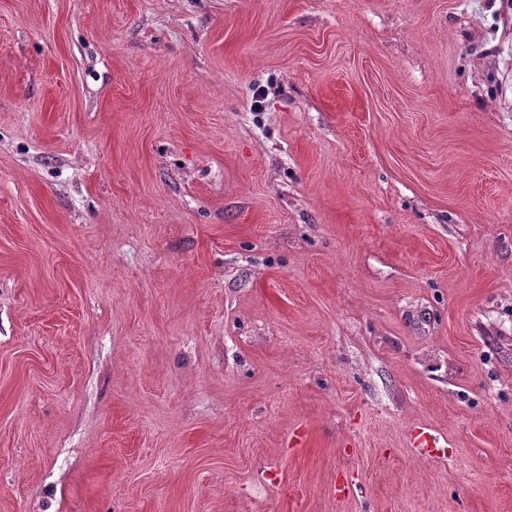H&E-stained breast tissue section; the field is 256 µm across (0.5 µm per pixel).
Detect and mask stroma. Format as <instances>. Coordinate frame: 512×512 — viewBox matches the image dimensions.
Segmentation results:
<instances>
[{
	"label": "stroma",
	"mask_w": 512,
	"mask_h": 512,
	"mask_svg": "<svg viewBox=\"0 0 512 512\" xmlns=\"http://www.w3.org/2000/svg\"><path fill=\"white\" fill-rule=\"evenodd\" d=\"M0 512H512V0H0Z\"/></svg>",
	"instance_id": "stroma-1"
}]
</instances>
